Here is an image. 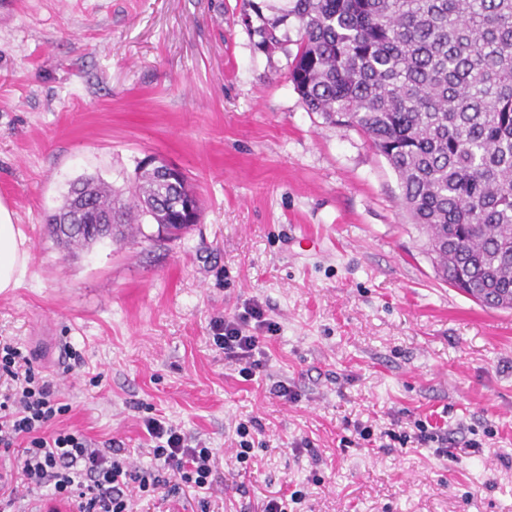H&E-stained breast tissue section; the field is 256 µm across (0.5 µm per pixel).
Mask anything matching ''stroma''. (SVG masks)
Segmentation results:
<instances>
[{"instance_id":"stroma-1","label":"stroma","mask_w":512,"mask_h":512,"mask_svg":"<svg viewBox=\"0 0 512 512\" xmlns=\"http://www.w3.org/2000/svg\"><path fill=\"white\" fill-rule=\"evenodd\" d=\"M242 8L0 0V200L30 253L20 288L0 295V336L69 405L57 428L144 468L149 415L217 449L208 491L132 488V512H261L295 484L307 497L288 512H512V310L438 279L387 160L289 82L295 18L267 54ZM148 154L185 170L198 224L60 248L46 217L70 182L124 186ZM306 236L317 248L299 249ZM251 303L277 330L247 377L210 336ZM279 381L297 400L271 394ZM417 418L447 428L454 457L343 443L347 422L407 431Z\"/></svg>"}]
</instances>
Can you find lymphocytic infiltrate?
I'll return each instance as SVG.
<instances>
[{
  "label": "lymphocytic infiltrate",
  "mask_w": 512,
  "mask_h": 512,
  "mask_svg": "<svg viewBox=\"0 0 512 512\" xmlns=\"http://www.w3.org/2000/svg\"><path fill=\"white\" fill-rule=\"evenodd\" d=\"M273 329L261 306L253 304L236 319L214 320L212 341L249 376L262 365L257 358L261 331ZM67 410L18 343L0 338V454L18 457L15 469L0 472V512H11L22 489H48L52 499L74 503L76 512H128L126 489L155 493L174 478L210 489L217 452L201 441L189 445L179 426L145 419L154 464L139 468L130 464L123 448H98L66 429L46 433V426Z\"/></svg>",
  "instance_id": "1"
}]
</instances>
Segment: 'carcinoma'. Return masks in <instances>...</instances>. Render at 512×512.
Listing matches in <instances>:
<instances>
[{"instance_id":"carcinoma-1","label":"carcinoma","mask_w":512,"mask_h":512,"mask_svg":"<svg viewBox=\"0 0 512 512\" xmlns=\"http://www.w3.org/2000/svg\"><path fill=\"white\" fill-rule=\"evenodd\" d=\"M248 28L266 51L282 46L281 18L294 16L299 42L288 79L312 112L354 128L388 161L412 223L427 234L436 274L487 309L512 308V0H290ZM199 198L188 177L164 182L137 171L116 189L93 177L70 185L52 215L51 237L81 249L85 229L58 224L112 220V237L168 222L165 205Z\"/></svg>"}]
</instances>
